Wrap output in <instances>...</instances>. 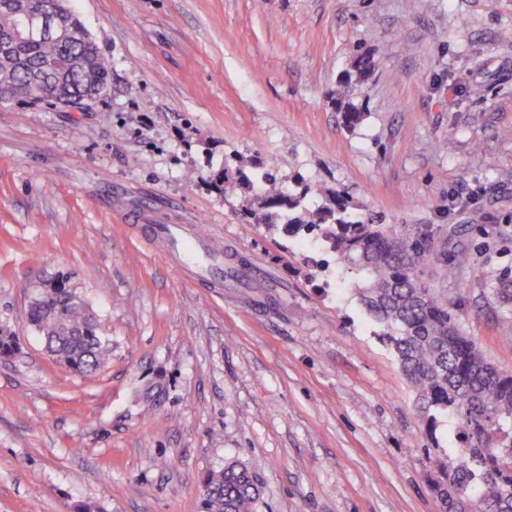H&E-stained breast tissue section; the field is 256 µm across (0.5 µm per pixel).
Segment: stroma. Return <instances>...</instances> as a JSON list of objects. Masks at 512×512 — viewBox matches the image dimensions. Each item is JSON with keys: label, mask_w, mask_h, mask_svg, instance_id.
<instances>
[{"label": "stroma", "mask_w": 512, "mask_h": 512, "mask_svg": "<svg viewBox=\"0 0 512 512\" xmlns=\"http://www.w3.org/2000/svg\"><path fill=\"white\" fill-rule=\"evenodd\" d=\"M111 66L70 111L0 102V512H204L205 476L255 467L256 512H444L453 418L415 395L328 244L242 221L211 180L225 158L286 185L346 190L349 211L469 260L447 297L512 372V0H71ZM372 58L346 83L355 58ZM480 96H472V88ZM347 90L363 122L347 128ZM453 141L452 151L443 144ZM194 180H187V173ZM201 229L245 267L220 282L156 234ZM68 277L112 353L59 368L27 321ZM336 110L342 112L344 123L348 128L358 126L365 116V112H362L350 98H346V95L341 92H336Z\"/></svg>", "instance_id": "stroma-1"}]
</instances>
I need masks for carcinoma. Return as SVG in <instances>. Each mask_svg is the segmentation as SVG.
<instances>
[{"mask_svg":"<svg viewBox=\"0 0 512 512\" xmlns=\"http://www.w3.org/2000/svg\"><path fill=\"white\" fill-rule=\"evenodd\" d=\"M13 0H0V44L12 52L0 56V83L15 89V98H34L55 106L63 101L80 109L107 88L110 67L90 41L80 17H66L69 41L54 37L31 40L17 36ZM336 110L349 128L365 113L341 92ZM217 187L236 186L243 195L242 211L249 224L281 225L286 235L329 242L337 260L363 275L357 289L368 315L380 326L379 337L397 358L430 425L438 414L455 419L454 436L465 458L443 466L433 490L444 512H512V374L498 371L476 342L465 336L455 315L419 277L433 256L427 235L415 241L399 238L374 220L347 218L349 199L343 190L307 186L295 194L273 172L250 174L239 163L218 172ZM324 198L314 210L302 206L304 194ZM501 303L512 307V275L493 285ZM28 320L45 337L49 356L75 372L97 369L109 355L87 303L70 288L45 289V298L29 305ZM206 512H255L260 497L252 468L230 463L212 471L202 486Z\"/></svg>","mask_w":512,"mask_h":512,"instance_id":"1","label":"carcinoma"}]
</instances>
